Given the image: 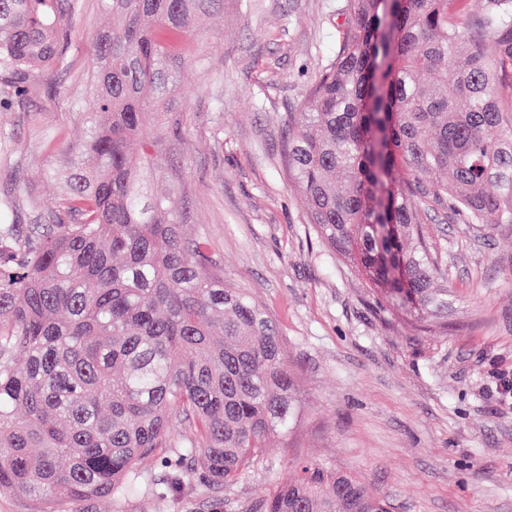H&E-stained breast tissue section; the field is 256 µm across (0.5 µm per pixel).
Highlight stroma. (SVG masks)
<instances>
[{"label": "stroma", "instance_id": "35a3bbf8", "mask_svg": "<svg viewBox=\"0 0 512 512\" xmlns=\"http://www.w3.org/2000/svg\"><path fill=\"white\" fill-rule=\"evenodd\" d=\"M67 65L0 112V222L47 224L55 173L89 131L80 0ZM345 0H224L185 40L180 93L154 134L153 188L175 190L186 238L273 320L300 414L235 482L105 499L85 512H254L300 460L354 474L388 512H512V224H469L426 199L422 228L448 271L447 316L417 320L320 246L283 159L299 103L336 48Z\"/></svg>", "mask_w": 512, "mask_h": 512}]
</instances>
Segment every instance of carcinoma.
Masks as SVG:
<instances>
[{"label": "carcinoma", "mask_w": 512, "mask_h": 512, "mask_svg": "<svg viewBox=\"0 0 512 512\" xmlns=\"http://www.w3.org/2000/svg\"><path fill=\"white\" fill-rule=\"evenodd\" d=\"M224 0H102L90 43L94 126L53 223L0 224V495L34 512L150 493L140 471L172 417L193 439L164 483L223 486L285 437L297 381L272 321L185 241L180 201L151 185L148 132L171 112L182 40ZM336 55L288 133L285 165L319 241L415 317L448 313L420 227L422 184L471 224H512V0L471 25L456 0H347ZM76 0H0V99L67 65ZM429 74L432 80L421 76ZM258 512H387L351 474L296 464Z\"/></svg>", "instance_id": "carcinoma-1"}]
</instances>
